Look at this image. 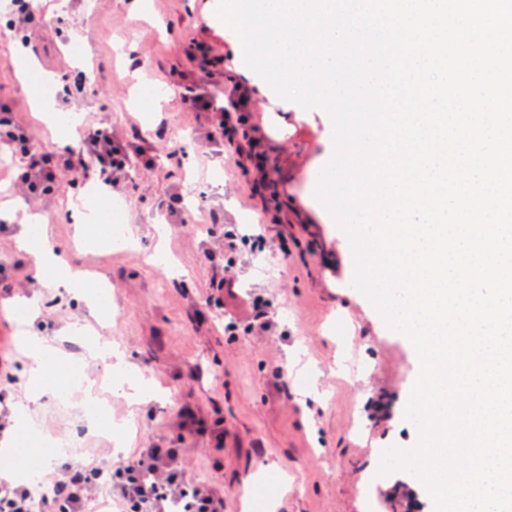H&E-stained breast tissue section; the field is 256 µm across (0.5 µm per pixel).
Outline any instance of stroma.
<instances>
[{"label":"stroma","mask_w":512,"mask_h":512,"mask_svg":"<svg viewBox=\"0 0 512 512\" xmlns=\"http://www.w3.org/2000/svg\"><path fill=\"white\" fill-rule=\"evenodd\" d=\"M34 0L46 25L30 45L13 39L0 13V106L27 126L49 154L74 144L88 121L106 122L113 135L153 158L132 159L109 198L133 248L82 244L76 226L86 190L62 181L33 198L11 186L15 159L0 147V210L40 216L68 265L86 278L102 276L111 308L90 313L83 300L57 295L38 278L33 257L19 249L22 226L0 223V261L17 272L11 291L0 290V409L26 405L28 355L17 338L24 329L44 336L69 372L79 362L96 393L120 422L118 436L80 432L75 406L54 397L28 408L31 446L18 459L24 471L52 470L56 456L45 438L77 441L80 463L108 465L155 444L179 446L187 475L224 496V512H243L252 490L276 485L266 498L275 512H365L373 495L386 512H407L399 484L417 494L414 512H435L413 474L378 475L382 449H409L418 429L405 417L419 367L409 340L387 327L351 285L347 237L314 198L320 170L333 153V124L321 107L287 102L258 75L242 76L234 33L215 15L218 0ZM81 44V55L71 51ZM211 62L210 91L236 86L249 96L251 135L268 158L275 194L248 200L230 176L227 142L208 138L203 113L187 98L197 84L190 55ZM85 73L79 104L64 103L56 81ZM78 117L64 129L51 114ZM181 193L187 206L169 214L164 203ZM217 212L227 224H263L288 230V258L242 254L246 287L273 297V326L229 338L218 312L207 306L210 268L204 250L222 251L205 219ZM168 263L152 262L153 254ZM283 379H276L275 370ZM154 389L137 397L129 379ZM381 400L390 418L370 409ZM191 407L205 433L180 439L182 407ZM224 427L223 447L214 432Z\"/></svg>","instance_id":"stroma-1"}]
</instances>
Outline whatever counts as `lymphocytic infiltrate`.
<instances>
[{
    "label": "lymphocytic infiltrate",
    "mask_w": 512,
    "mask_h": 512,
    "mask_svg": "<svg viewBox=\"0 0 512 512\" xmlns=\"http://www.w3.org/2000/svg\"><path fill=\"white\" fill-rule=\"evenodd\" d=\"M227 98V103L222 104L216 97L202 93L192 98L191 105L195 110L207 112L214 131L233 143V164L243 180H250L256 174L267 187H275L265 157L256 149L255 139L240 131L246 120L245 93L235 88ZM0 141L11 147L17 157L20 172L17 185L27 194L49 191L63 177L75 174L86 179L96 178L112 187L130 161L129 144L114 139L111 129L100 122L88 125L77 150L67 149L54 156L38 148L25 126L5 116L0 118ZM86 157L92 159V167L83 165L82 160ZM209 231L224 235V257H216L210 252L205 255V261L212 269L209 286L220 296L236 293L240 269L234 252L239 242L250 238L261 250L281 253L288 250L287 235L270 237L262 228L248 237L241 233L238 225L223 227L214 222ZM267 305L261 294L246 293L243 309L225 311V332L269 330ZM178 457V449L155 445L136 457L121 461L113 471L118 480L116 490L106 498L109 512H179V506L185 500L189 501L192 512H224L223 497L190 481L181 469ZM99 472V467L84 464L68 465L48 473L54 495L45 502L43 512H84L87 503L99 494Z\"/></svg>",
    "instance_id": "obj_1"
}]
</instances>
